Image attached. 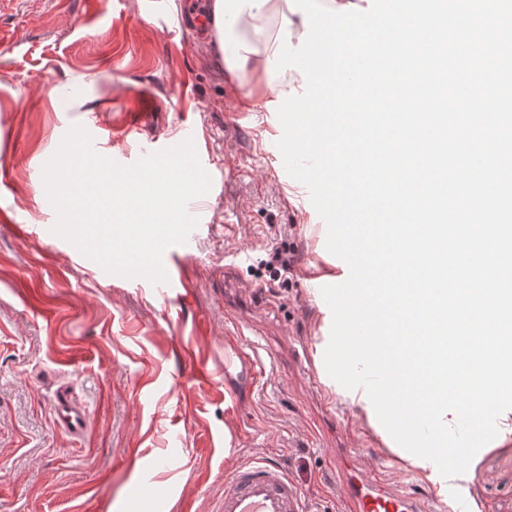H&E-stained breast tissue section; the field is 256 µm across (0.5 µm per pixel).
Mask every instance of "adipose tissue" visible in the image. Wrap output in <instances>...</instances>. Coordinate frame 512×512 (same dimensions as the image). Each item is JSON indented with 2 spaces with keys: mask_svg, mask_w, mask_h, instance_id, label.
<instances>
[{
  "mask_svg": "<svg viewBox=\"0 0 512 512\" xmlns=\"http://www.w3.org/2000/svg\"><path fill=\"white\" fill-rule=\"evenodd\" d=\"M274 21L279 29L273 33ZM207 25L213 54L223 59L225 71L251 75L247 100L252 107L287 111L289 104L308 100L313 81H320L315 109L326 122L300 119L295 136L327 158L350 155L356 130L344 108L358 81L349 51L367 47L372 36L354 0H208ZM292 38L302 56L294 66L286 52Z\"/></svg>",
  "mask_w": 512,
  "mask_h": 512,
  "instance_id": "obj_1",
  "label": "adipose tissue"
}]
</instances>
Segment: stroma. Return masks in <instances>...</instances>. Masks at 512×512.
Instances as JSON below:
<instances>
[{"label":"stroma","mask_w":512,"mask_h":512,"mask_svg":"<svg viewBox=\"0 0 512 512\" xmlns=\"http://www.w3.org/2000/svg\"><path fill=\"white\" fill-rule=\"evenodd\" d=\"M205 0H0V512H214L224 475L259 454L284 466L309 512H344L339 463L365 470L388 448L357 407L313 382L299 356L322 341L306 280L323 221L285 170L275 113L249 112L251 84L225 76L198 19ZM137 132L113 139L123 113ZM133 164L194 131L212 178L199 236L176 269L196 329L195 376L153 288L105 272L53 233L43 167L72 125ZM294 270L271 280L272 250ZM260 340L264 373L224 395V330ZM72 385L86 435L54 426ZM473 512H512V435L481 449L449 487Z\"/></svg>","instance_id":"stroma-1"}]
</instances>
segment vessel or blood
Listing matches in <instances>:
<instances>
[{"label": "vessel or blood", "mask_w": 512, "mask_h": 512, "mask_svg": "<svg viewBox=\"0 0 512 512\" xmlns=\"http://www.w3.org/2000/svg\"><path fill=\"white\" fill-rule=\"evenodd\" d=\"M261 375L256 354L247 351L243 333L224 336V387L230 393L249 391ZM54 421L67 435H85L86 406L69 386H59L53 398ZM346 512H426L419 499L393 491L378 468L342 472ZM217 512H305L296 486L272 459L257 456L241 463L224 477V495Z\"/></svg>", "instance_id": "b4317fda"}]
</instances>
